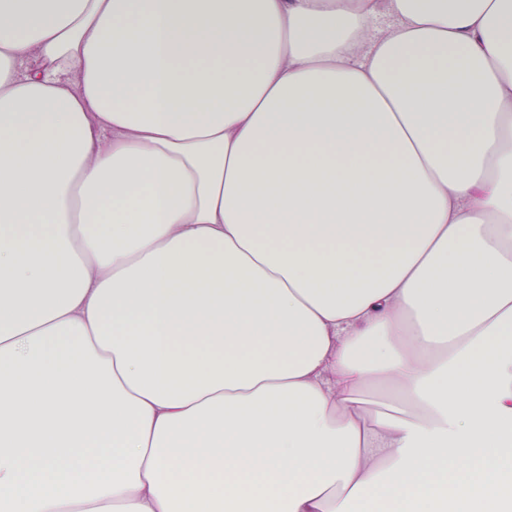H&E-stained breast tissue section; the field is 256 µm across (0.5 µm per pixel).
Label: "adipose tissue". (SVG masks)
I'll return each mask as SVG.
<instances>
[{"mask_svg":"<svg viewBox=\"0 0 512 512\" xmlns=\"http://www.w3.org/2000/svg\"><path fill=\"white\" fill-rule=\"evenodd\" d=\"M509 498L512 0H0V512Z\"/></svg>","mask_w":512,"mask_h":512,"instance_id":"adipose-tissue-1","label":"adipose tissue"}]
</instances>
